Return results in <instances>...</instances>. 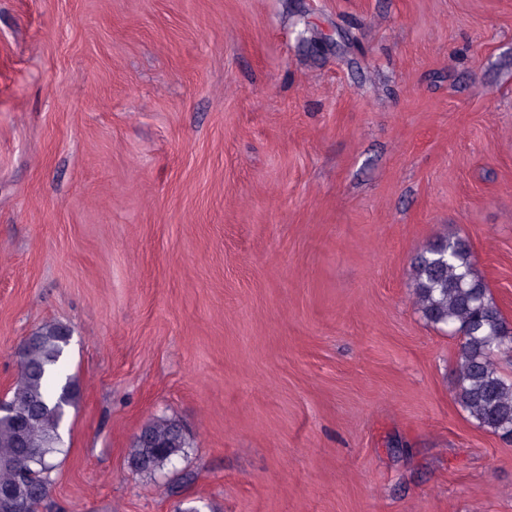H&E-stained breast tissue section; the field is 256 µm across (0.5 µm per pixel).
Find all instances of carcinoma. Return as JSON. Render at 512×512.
<instances>
[{"label": "carcinoma", "instance_id": "obj_1", "mask_svg": "<svg viewBox=\"0 0 512 512\" xmlns=\"http://www.w3.org/2000/svg\"><path fill=\"white\" fill-rule=\"evenodd\" d=\"M412 284L424 318L461 336L455 400L477 424L512 440V376L501 372L496 358L508 353L512 325L491 296L488 284L475 269L469 241L460 236H443L429 244L412 263ZM63 326L45 324L18 346L20 371L13 390L49 405L76 404L79 385L65 374L64 353L68 342ZM155 447L134 440L128 462L141 473H156L172 466L184 454L185 437L175 433V421L151 422ZM61 449H44L40 466L20 458L10 426L0 423V459L30 467L34 479L50 482L52 458Z\"/></svg>", "mask_w": 512, "mask_h": 512}]
</instances>
